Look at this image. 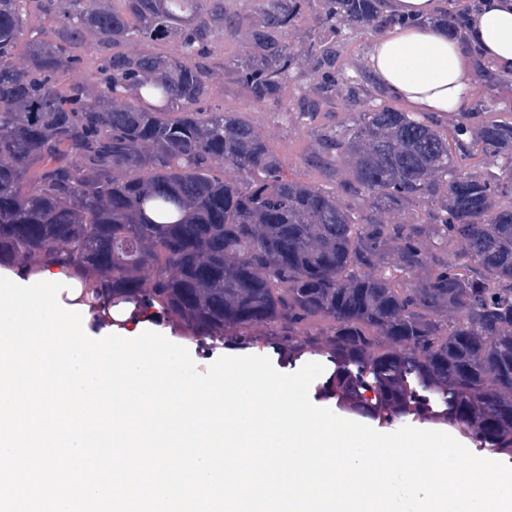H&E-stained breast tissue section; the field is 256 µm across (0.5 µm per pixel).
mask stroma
<instances>
[{
	"mask_svg": "<svg viewBox=\"0 0 512 512\" xmlns=\"http://www.w3.org/2000/svg\"><path fill=\"white\" fill-rule=\"evenodd\" d=\"M375 37L374 31H346L336 45V66L347 76L359 83V93H352L349 84L336 87L332 104L324 107L312 125L311 131H304L294 122L287 120L284 107H297L310 94V83L299 77L289 80L279 93L278 103L266 107L251 106L247 92L224 69L226 60L232 59L241 50L242 34L228 35L217 42L211 57V103L227 112L244 113L264 130L273 149L285 164L290 177L301 182L332 190L331 182L326 181L319 170L305 165L300 157L313 145L314 131L336 127L346 128L356 123L360 114L374 105H394L395 100L384 89L376 85L361 66L360 60ZM353 82V83H354ZM473 113L472 120H479L485 105H492L494 112L501 116L512 115V83L505 81L498 72L487 69L484 60L474 62L473 71Z\"/></svg>",
	"mask_w": 512,
	"mask_h": 512,
	"instance_id": "stroma-1",
	"label": "stroma"
}]
</instances>
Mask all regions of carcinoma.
I'll return each instance as SVG.
<instances>
[{
  "label": "carcinoma",
  "mask_w": 512,
  "mask_h": 512,
  "mask_svg": "<svg viewBox=\"0 0 512 512\" xmlns=\"http://www.w3.org/2000/svg\"><path fill=\"white\" fill-rule=\"evenodd\" d=\"M0 0V267L60 263L80 302L162 319L210 347L330 359L321 388L343 412L387 425H451L512 456V117L452 134L392 106L317 136L305 158L335 183L288 177L262 130L207 106L211 48L256 106L307 65L336 86L345 28L407 20L383 0ZM470 5L442 19L466 34ZM169 41L174 55L130 54ZM90 83H65L89 45ZM317 102L289 112L304 127ZM222 160L232 175H218ZM420 210L425 220L385 215Z\"/></svg>",
  "instance_id": "1"
}]
</instances>
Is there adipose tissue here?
<instances>
[{
  "label": "adipose tissue",
  "mask_w": 512,
  "mask_h": 512,
  "mask_svg": "<svg viewBox=\"0 0 512 512\" xmlns=\"http://www.w3.org/2000/svg\"><path fill=\"white\" fill-rule=\"evenodd\" d=\"M447 0H385L386 13L404 17L384 29L367 51L370 77L417 115H456L472 107V59L512 75V0H481L466 39L425 20L447 10Z\"/></svg>",
  "instance_id": "adipose-tissue-1"
}]
</instances>
